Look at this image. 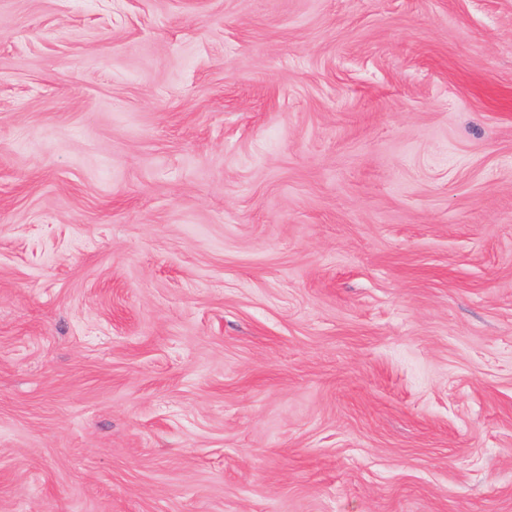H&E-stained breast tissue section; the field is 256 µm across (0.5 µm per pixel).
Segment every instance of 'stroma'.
Listing matches in <instances>:
<instances>
[{
    "instance_id": "1",
    "label": "stroma",
    "mask_w": 512,
    "mask_h": 512,
    "mask_svg": "<svg viewBox=\"0 0 512 512\" xmlns=\"http://www.w3.org/2000/svg\"><path fill=\"white\" fill-rule=\"evenodd\" d=\"M0 512H512V0H0Z\"/></svg>"
}]
</instances>
